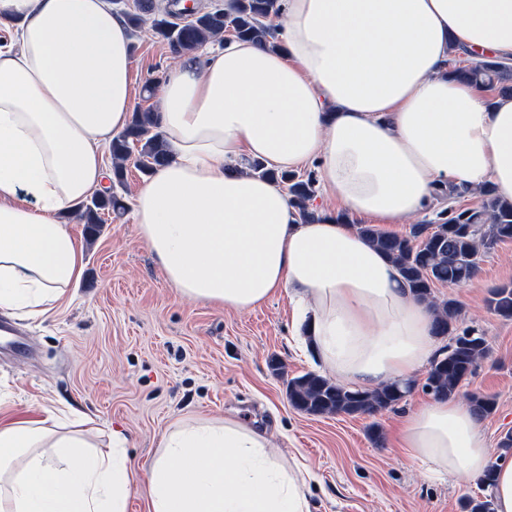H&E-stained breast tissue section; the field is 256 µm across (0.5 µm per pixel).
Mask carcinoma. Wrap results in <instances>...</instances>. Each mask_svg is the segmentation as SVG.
<instances>
[{"label":"carcinoma","instance_id":"carcinoma-1","mask_svg":"<svg viewBox=\"0 0 512 512\" xmlns=\"http://www.w3.org/2000/svg\"><path fill=\"white\" fill-rule=\"evenodd\" d=\"M177 6L172 0L161 10L154 6L153 0H135V11H124L122 15L132 29L151 21L158 39L173 52L184 53L220 38L227 30L239 39L271 42L275 30L269 21L281 12V0H231L225 8L195 11L190 20L177 22L175 18L182 15ZM454 69L476 85L512 93V68L503 63L476 57L472 61L464 60V64ZM156 116L157 109L153 107L136 110L128 129L112 141L113 182L123 184L126 162L132 158L146 175L169 160L167 144L156 131ZM248 170L287 184L299 219L305 221L313 216L309 210V202L315 195L312 178L276 174L259 161L249 162ZM479 196L481 202L476 207L441 212L437 231L431 235L424 234V224L412 225L409 233L401 236L384 232L373 224L358 225L359 232L372 245L394 260L412 293L431 303L437 312L434 334L448 337V344L435 355L423 385L436 397L459 395L488 346L477 330L468 327L458 330L456 303L435 300L432 288L438 283L460 285L473 281L479 270L477 257L503 241L512 240V203L500 201L489 188L479 191ZM125 208L121 196L106 192L83 201L77 211L93 239L104 224L103 215L119 213ZM488 305L497 315L512 318V285L492 289ZM408 390L409 387L396 383L374 389H350L324 376L308 373L288 381V400L294 408L309 415L358 416L393 407ZM469 400L480 415H489L496 407L491 396L473 394Z\"/></svg>","mask_w":512,"mask_h":512}]
</instances>
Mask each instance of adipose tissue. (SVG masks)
I'll return each mask as SVG.
<instances>
[{"label": "adipose tissue", "instance_id": "adipose-tissue-1", "mask_svg": "<svg viewBox=\"0 0 512 512\" xmlns=\"http://www.w3.org/2000/svg\"><path fill=\"white\" fill-rule=\"evenodd\" d=\"M276 46L229 39L164 76L157 130L170 160L140 187L137 235L184 297L233 311L279 292L337 383L409 381L435 353L434 308L339 219L401 224L437 193L492 184L512 202V96L452 72L458 54L512 62V0H281ZM132 37L111 0H0V310L49 313L83 270L68 217L100 192L135 108ZM315 165L341 208L300 222L281 184L248 161ZM401 447L435 471L497 476L470 407L408 411ZM57 411L0 420V512H126L135 490L120 433L97 451ZM309 472L267 428L184 418L150 468L149 512H311Z\"/></svg>", "mask_w": 512, "mask_h": 512}]
</instances>
